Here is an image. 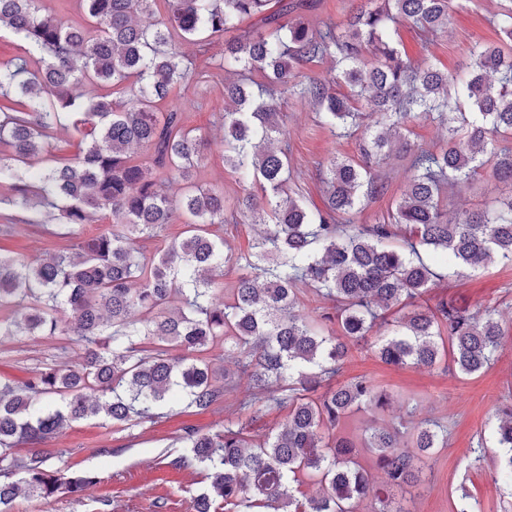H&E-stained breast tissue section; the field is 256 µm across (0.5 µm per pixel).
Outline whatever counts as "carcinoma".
Here are the masks:
<instances>
[{"label": "carcinoma", "mask_w": 512, "mask_h": 512, "mask_svg": "<svg viewBox=\"0 0 512 512\" xmlns=\"http://www.w3.org/2000/svg\"><path fill=\"white\" fill-rule=\"evenodd\" d=\"M156 3L79 0L84 23L66 25L45 0H0V29L44 62L38 70L22 57L0 62V96L16 104L0 109V183L10 189L0 203L71 235L44 258L0 254V336H67L83 350L78 365L39 370L20 387L0 380V512H12L23 486L42 502L96 484L91 473L52 469L43 456H13L19 442L42 443L91 418L134 426L161 408L220 407L231 385L214 379L207 354L217 347L250 381L239 410L252 419L286 403L288 415L257 441L233 423L185 431L211 489L193 498V512L221 504L224 512H360L373 491L378 512H410L391 507L394 490L420 481L436 449L448 447L447 430L424 420L404 444L398 430L381 427L360 448L348 419L384 409L387 394L365 377L335 381L350 346L368 341L394 309L396 328L374 344L382 362L473 376L496 360L504 338L496 310L418 301L450 273L512 263V194L452 219L442 205L448 185L471 183L486 165L512 186V50L474 43L462 79L412 65L398 47V26L447 28L448 0H356L340 26L303 20L310 0H277L274 10L271 0H164L165 17L148 31L138 16ZM254 16L264 30L241 29ZM498 30L512 43L511 7ZM193 37L223 40L217 68L243 75L224 85L232 103L222 115L224 160L240 180L262 184L259 200L248 194L228 206L224 189L193 183L209 140L186 128L181 113L159 114L195 73L181 47ZM328 58L336 75L299 78L303 65ZM252 70L266 79L257 94L245 84ZM88 84L98 86L96 96L86 97ZM343 84L347 95L335 90ZM117 90L123 97L113 98ZM287 95L316 104L339 138L365 119L376 127L360 159L328 158L321 210L288 193L289 145L276 119ZM419 117L448 124L446 146L409 140L408 124ZM61 126L80 136L79 151L62 165L49 149ZM395 152L415 172L400 201L386 220L352 223L362 199L383 193L379 171ZM172 180L187 183L176 198L164 190ZM103 213L112 230L80 238L81 226ZM176 220L183 236L146 253L143 241ZM224 223L263 231L236 256L211 233ZM229 264L245 273L226 298L220 280ZM300 284L332 301L335 313H299ZM496 441L507 455L495 479L511 485L512 407L501 411ZM362 450L386 475L384 486H373ZM306 482L320 493L301 500Z\"/></svg>", "instance_id": "obj_1"}]
</instances>
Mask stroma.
Returning <instances> with one entry per match:
<instances>
[{"label":"stroma","mask_w":512,"mask_h":512,"mask_svg":"<svg viewBox=\"0 0 512 512\" xmlns=\"http://www.w3.org/2000/svg\"><path fill=\"white\" fill-rule=\"evenodd\" d=\"M512 0H451L447 32L422 40L410 24L398 28L399 48L413 63H429L448 72H457L477 42L499 40L496 16ZM228 75L215 71L197 89L174 90L161 104V111L179 110L186 127L205 131L212 140L206 159L194 176L198 185L223 188L226 202L247 193L260 194L258 183L240 182L224 165L221 114L227 103L224 83ZM316 105L307 100L288 99L281 106L280 119L288 133L291 177L288 188L308 209L322 207L326 185L321 165L329 154L359 158L363 132L338 138L319 122ZM386 182L383 195L363 201L354 215L358 224H371L386 215L404 192L412 172L409 163L391 157L382 168ZM502 186L490 169H483L472 183L448 191L444 202L449 213L478 211L490 207L501 195ZM59 224L17 222L11 232L0 231V252L41 255L67 245ZM464 296L478 307H492L499 313L504 340L497 360L483 372L460 377L414 365L393 367L383 363L372 345L352 347L340 381L358 376L391 395L384 413H356L350 420L353 436L366 429L394 425L410 431L424 419L438 420L448 429V445L439 449L427 475L424 489L415 499L416 512H452L454 500L470 492L481 512H512V496L500 491L493 480L494 463L500 453L493 430L497 410L512 405V266L499 263L451 276L436 282L425 295L428 305L443 297ZM81 348L65 336H24L0 341V377L23 380L35 371L76 363ZM246 379H239L235 391L223 405L206 413L191 408L177 411L136 427L124 424L99 425L90 420L60 429L42 444L17 448L19 456L37 453L48 464L73 472L94 473L98 481L81 499L60 496L47 502L17 500L13 512H192L194 496L208 485L205 469L190 463L173 468L174 458L184 455L180 443L185 429L212 432L227 423H245L253 438H261L282 423L287 407L262 411L256 420L238 413L235 402L247 391Z\"/></svg>","instance_id":"stroma-1"}]
</instances>
